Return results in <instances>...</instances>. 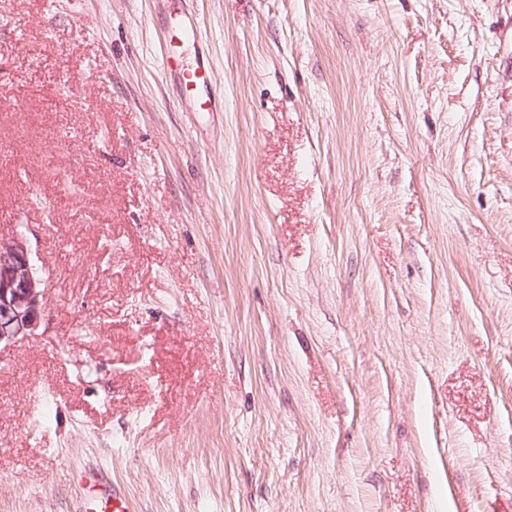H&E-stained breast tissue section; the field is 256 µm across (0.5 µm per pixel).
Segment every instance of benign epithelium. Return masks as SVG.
<instances>
[{
    "mask_svg": "<svg viewBox=\"0 0 512 512\" xmlns=\"http://www.w3.org/2000/svg\"><path fill=\"white\" fill-rule=\"evenodd\" d=\"M47 290L25 231L0 234V346L35 335L47 321Z\"/></svg>",
    "mask_w": 512,
    "mask_h": 512,
    "instance_id": "7a95c632",
    "label": "benign epithelium"
}]
</instances>
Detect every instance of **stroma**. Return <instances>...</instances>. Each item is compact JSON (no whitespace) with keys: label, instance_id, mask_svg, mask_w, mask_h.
Here are the masks:
<instances>
[{"label":"stroma","instance_id":"obj_1","mask_svg":"<svg viewBox=\"0 0 512 512\" xmlns=\"http://www.w3.org/2000/svg\"><path fill=\"white\" fill-rule=\"evenodd\" d=\"M18 224L0 512H512V0H0ZM47 290L34 267L25 231L0 234V347L36 335L48 320ZM81 481L87 492L80 512H130L126 490L111 483L101 472L85 473Z\"/></svg>","mask_w":512,"mask_h":512}]
</instances>
